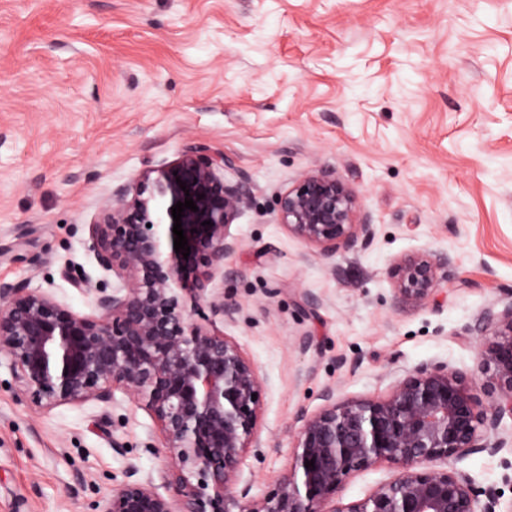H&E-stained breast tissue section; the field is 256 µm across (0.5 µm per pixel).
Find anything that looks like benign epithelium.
I'll return each instance as SVG.
<instances>
[{
  "instance_id": "benign-epithelium-1",
  "label": "benign epithelium",
  "mask_w": 512,
  "mask_h": 512,
  "mask_svg": "<svg viewBox=\"0 0 512 512\" xmlns=\"http://www.w3.org/2000/svg\"><path fill=\"white\" fill-rule=\"evenodd\" d=\"M226 167L224 154L189 146L112 192L90 237L98 267L119 284L109 293L87 278L72 280L91 297V312L25 282H0V354L35 406L109 405L121 390L157 422L166 456L161 479L172 494L136 478L131 464L98 512H498L499 497L488 492L481 501L467 473L425 464L506 447V438L487 434L512 419V290L497 300L502 309L492 305L480 319L481 331L494 336L478 360L488 374L483 393L446 363L416 367L376 400L340 399L327 389L318 411L296 416L294 467L278 487L257 505L247 501V488L237 489L244 456L261 447V399H252L260 377L214 323L193 319L205 307L215 318L235 311L209 290L224 273V257L239 247L229 227L250 202L246 177L230 182ZM187 193L198 211L182 217L185 258L174 250L171 207ZM278 215L288 233L326 258L373 238L355 192L330 167L304 172L282 192ZM201 266L205 278L194 276ZM453 268L447 254L416 253L396 261L389 276L397 298L418 305ZM384 462L404 469L366 498L336 504L345 479Z\"/></svg>"
}]
</instances>
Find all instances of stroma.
<instances>
[{"label": "stroma", "instance_id": "obj_1", "mask_svg": "<svg viewBox=\"0 0 512 512\" xmlns=\"http://www.w3.org/2000/svg\"><path fill=\"white\" fill-rule=\"evenodd\" d=\"M190 145L248 178L240 246L211 286L236 305L217 329L261 380L262 450L241 466L258 504L325 389L377 399L422 364L474 372L481 314L512 289V0H0V281L89 312L63 274L115 285L89 249L101 206ZM321 166L374 228L330 259L277 210ZM417 252L448 254L454 277L411 306L388 269ZM163 460L126 393L44 412L0 356V512H94L127 463L144 479ZM441 466L512 502V447ZM398 472L360 471L338 500Z\"/></svg>", "mask_w": 512, "mask_h": 512}]
</instances>
